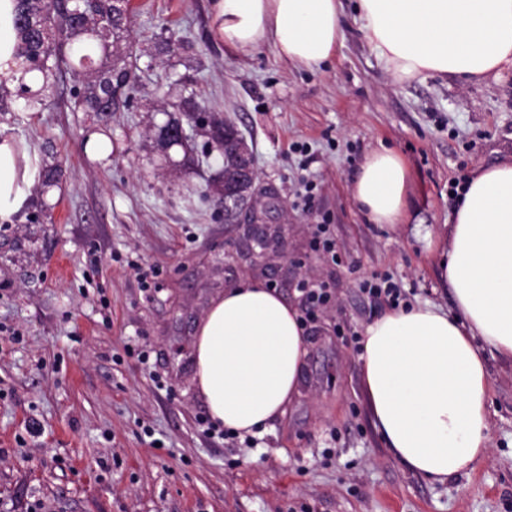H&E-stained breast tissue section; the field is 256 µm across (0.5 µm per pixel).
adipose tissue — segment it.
Returning a JSON list of instances; mask_svg holds the SVG:
<instances>
[{"mask_svg": "<svg viewBox=\"0 0 512 512\" xmlns=\"http://www.w3.org/2000/svg\"><path fill=\"white\" fill-rule=\"evenodd\" d=\"M231 49L271 46L296 66L330 60L344 32L340 0H211ZM17 0H0V74L41 86L18 53ZM361 32L397 81L461 83L512 70V0H356ZM43 158L0 134V220L42 190ZM406 170L387 148L368 154L353 183L367 219L403 215ZM440 277L457 315L430 304L385 312L364 330L363 390L390 451L432 481L467 473L489 452V373L474 337L512 360V162L475 172L457 202ZM307 354L296 306L260 280L241 279L196 328L194 382L210 420L257 435L283 415Z\"/></svg>", "mask_w": 512, "mask_h": 512, "instance_id": "1", "label": "adipose tissue"}]
</instances>
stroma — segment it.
Masks as SVG:
<instances>
[{
    "mask_svg": "<svg viewBox=\"0 0 512 512\" xmlns=\"http://www.w3.org/2000/svg\"><path fill=\"white\" fill-rule=\"evenodd\" d=\"M137 88L128 110L74 111L63 72L42 106L13 98L0 132L59 164L52 197L0 221V512H512V362L486 353L489 453L432 483L382 441L361 384L356 334L387 310L359 290L389 277L406 304L451 312L438 240L448 190L512 159V71L477 85L396 81L342 0L344 40L313 68L267 46L231 50L209 0H130ZM175 42L161 55L159 42ZM231 118L251 149L255 193L274 188L284 252L255 261L247 227L210 191L223 159L197 133L202 163L162 168L161 87ZM99 132L112 153L91 159ZM308 143L303 165L293 142ZM405 161L400 224H373L352 186L364 156ZM315 189L303 205L305 182ZM328 220L341 257L310 248ZM244 277L301 304L303 279L333 283L306 326L298 392L253 444L210 426L194 389V331Z\"/></svg>",
    "mask_w": 512,
    "mask_h": 512,
    "instance_id": "stroma-1",
    "label": "stroma"
}]
</instances>
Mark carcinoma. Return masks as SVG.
Returning <instances> with one entry per match:
<instances>
[{
  "mask_svg": "<svg viewBox=\"0 0 512 512\" xmlns=\"http://www.w3.org/2000/svg\"><path fill=\"white\" fill-rule=\"evenodd\" d=\"M16 26L22 39L19 55L29 63L30 70L43 76V88H48L63 69L82 77L71 90L73 110L102 112L108 103L114 104L113 112L129 107L134 90L133 46L123 50L116 46L125 39L128 28L127 14L113 0L80 6H62L57 0H20ZM95 52L106 59V64L93 66ZM161 111L182 113L189 127L206 131L211 148L223 150L224 193L247 191L248 185L238 181L234 151L242 136L231 119L181 95L162 102Z\"/></svg>",
  "mask_w": 512,
  "mask_h": 512,
  "instance_id": "cac0c4a2",
  "label": "carcinoma"
}]
</instances>
